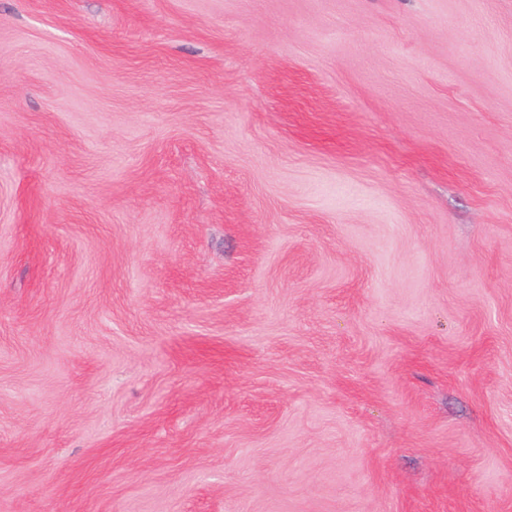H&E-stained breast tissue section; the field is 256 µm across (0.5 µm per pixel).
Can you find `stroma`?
<instances>
[{"label":"stroma","instance_id":"35a3bbf8","mask_svg":"<svg viewBox=\"0 0 512 512\" xmlns=\"http://www.w3.org/2000/svg\"><path fill=\"white\" fill-rule=\"evenodd\" d=\"M0 512H512V0H0Z\"/></svg>","mask_w":512,"mask_h":512}]
</instances>
